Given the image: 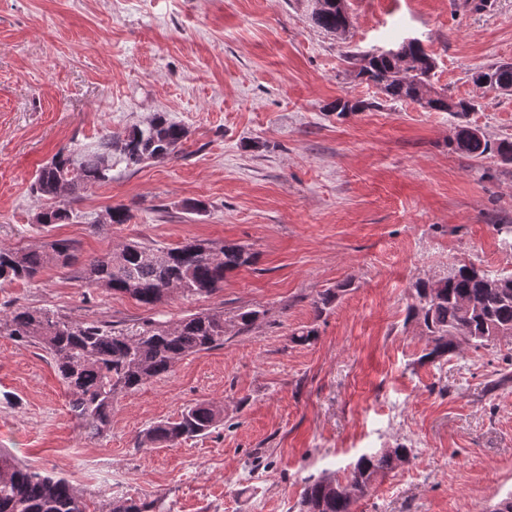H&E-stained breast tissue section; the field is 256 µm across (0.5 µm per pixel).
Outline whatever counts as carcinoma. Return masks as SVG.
I'll return each mask as SVG.
<instances>
[{
  "label": "carcinoma",
  "instance_id": "carcinoma-1",
  "mask_svg": "<svg viewBox=\"0 0 512 512\" xmlns=\"http://www.w3.org/2000/svg\"><path fill=\"white\" fill-rule=\"evenodd\" d=\"M314 23L336 34L346 18L336 0L313 11ZM392 55L368 50L350 56L356 77L379 86L390 101H415L429 93L424 76L435 68V59L421 42L405 39ZM478 86L496 90L512 89V63H501L472 73ZM473 108L465 99L444 93L430 97L425 109L462 116ZM187 130L156 112L143 126L135 125L124 137L103 136L91 150L73 148L58 152L40 167L31 186L43 202L36 215L38 226L63 224L73 212L61 204L90 186L112 179V157L129 167L145 161L164 162L179 153ZM458 151L481 157L495 153L505 164L512 163V142L491 145L462 127L451 140ZM75 259V246L66 239L43 246L15 249L0 247V282H32L49 265L67 268ZM255 262L254 253L242 245H215L188 241L163 248L138 242L118 251L87 260L83 274L90 286L124 294L138 303L154 307L170 292L186 298L213 295L224 288L227 275ZM492 275L474 265H461L439 279H420L411 289L408 321H416L425 335L421 360L439 364L468 348L494 346L512 339V287L491 288ZM346 281L317 294L313 306L322 315L346 290ZM263 312L239 310L233 318L237 332H245ZM228 333L224 310L191 313L175 322L146 319L125 328L110 322L81 320L60 315L47 308L18 306L0 315V335L17 343L35 346L52 358L64 383L72 414L90 437H101L112 425V406L122 393L137 390L145 382L167 376L182 358L224 344ZM224 409L209 402L185 407L178 418L158 422L138 436L137 446H172L203 435L220 425ZM411 449L399 446L390 451L362 455L345 482L358 495L343 494L332 475H310L304 480L300 512H354L377 478L407 459ZM155 502L113 497L101 512H151ZM0 512H87L80 492L64 477L21 463L7 449H0Z\"/></svg>",
  "mask_w": 512,
  "mask_h": 512
}]
</instances>
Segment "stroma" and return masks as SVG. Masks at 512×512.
Returning <instances> with one entry per match:
<instances>
[{
  "label": "stroma",
  "instance_id": "stroma-1",
  "mask_svg": "<svg viewBox=\"0 0 512 512\" xmlns=\"http://www.w3.org/2000/svg\"><path fill=\"white\" fill-rule=\"evenodd\" d=\"M342 37L314 0H0V245L68 239L77 263L0 283V312L48 307L123 327L220 308L257 309L249 331L118 396L91 438L49 356L0 336V448L101 500L168 512H298L303 480L345 476L359 456L409 447L355 512H487L512 493V340L420 363L406 323L421 278L475 265L512 273L497 225L512 224V164L457 151L458 127L512 141V93L470 72L512 62V0H346ZM419 39L433 86L474 101L464 116L393 102L354 79L350 55ZM363 112H333L336 99ZM166 113L188 132L177 157L116 163L111 182L66 197L74 217L39 234L37 170L62 150L121 137ZM207 205L195 212L196 202ZM131 219L101 229L108 208ZM239 244L257 255L223 291L148 308L88 285L89 257L136 241ZM349 282L323 316L317 294ZM313 326L309 345L292 342ZM224 421L173 446L140 448L184 407ZM155 507L154 501L137 502L132 498L113 497L103 504L101 511L97 512H150Z\"/></svg>",
  "mask_w": 512,
  "mask_h": 512
}]
</instances>
